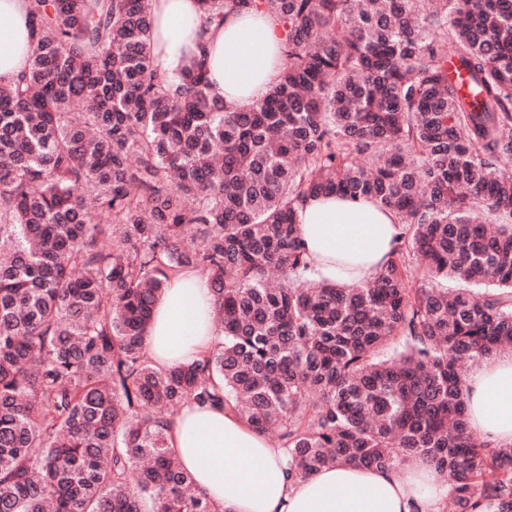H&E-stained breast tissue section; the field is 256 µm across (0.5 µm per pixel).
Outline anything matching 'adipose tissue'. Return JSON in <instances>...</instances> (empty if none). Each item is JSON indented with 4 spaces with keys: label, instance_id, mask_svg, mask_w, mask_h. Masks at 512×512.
I'll list each match as a JSON object with an SVG mask.
<instances>
[{
    "label": "adipose tissue",
    "instance_id": "1",
    "mask_svg": "<svg viewBox=\"0 0 512 512\" xmlns=\"http://www.w3.org/2000/svg\"><path fill=\"white\" fill-rule=\"evenodd\" d=\"M154 64L169 76L202 59L212 99L235 109L263 100L280 77L282 33L268 15L231 11L208 18L199 0H148ZM30 0H0V83L16 80L33 41ZM300 236L312 268L340 284L372 280L402 227L376 200L317 197L300 205ZM208 275L186 268L158 297L144 338L155 365L170 368L207 352L219 334ZM471 429L490 447L512 446V352L474 363L464 382ZM170 446L221 512H439L450 481L413 459L387 469L355 465L289 478L283 452L236 414L187 407Z\"/></svg>",
    "mask_w": 512,
    "mask_h": 512
}]
</instances>
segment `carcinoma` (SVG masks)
<instances>
[{"instance_id":"obj_1","label":"carcinoma","mask_w":512,"mask_h":512,"mask_svg":"<svg viewBox=\"0 0 512 512\" xmlns=\"http://www.w3.org/2000/svg\"><path fill=\"white\" fill-rule=\"evenodd\" d=\"M201 2L282 28L248 110L157 72L148 0L30 3L0 85V512H215L169 448L191 404L275 431L290 477L418 457L458 512H512V447L462 398L512 345V0ZM330 192L404 225L370 282L306 259L297 208ZM186 267L223 336L161 369L143 339Z\"/></svg>"}]
</instances>
